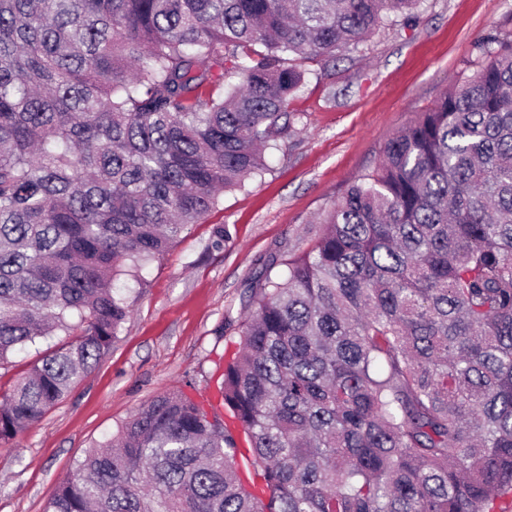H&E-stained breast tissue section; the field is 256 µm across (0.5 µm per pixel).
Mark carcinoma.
Instances as JSON below:
<instances>
[{
	"label": "carcinoma",
	"mask_w": 512,
	"mask_h": 512,
	"mask_svg": "<svg viewBox=\"0 0 512 512\" xmlns=\"http://www.w3.org/2000/svg\"><path fill=\"white\" fill-rule=\"evenodd\" d=\"M418 2L0 0V365L79 328L0 396V442L109 352L116 278L265 170L303 62ZM475 48L258 281L223 394L265 494L224 420L172 391L44 512H512V38Z\"/></svg>",
	"instance_id": "carcinoma-1"
}]
</instances>
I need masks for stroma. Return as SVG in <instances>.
Listing matches in <instances>:
<instances>
[{"label": "stroma", "instance_id": "1", "mask_svg": "<svg viewBox=\"0 0 512 512\" xmlns=\"http://www.w3.org/2000/svg\"><path fill=\"white\" fill-rule=\"evenodd\" d=\"M418 13V24L376 30L336 60L305 62L291 131L267 152L266 171L225 193L141 281L119 279L131 316L111 350L64 400L0 443V512H43L87 450L159 394L181 390L224 414L211 398L257 280L309 250L321 217L378 164L387 141L479 68V37L512 34V0H420ZM220 229L224 246L211 248Z\"/></svg>", "mask_w": 512, "mask_h": 512}]
</instances>
